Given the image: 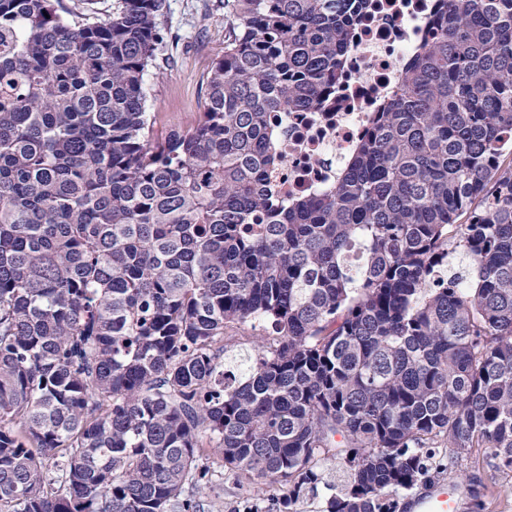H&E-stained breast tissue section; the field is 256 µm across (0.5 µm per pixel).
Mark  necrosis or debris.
<instances>
[{
  "label": "necrosis or debris",
  "instance_id": "obj_1",
  "mask_svg": "<svg viewBox=\"0 0 512 512\" xmlns=\"http://www.w3.org/2000/svg\"><path fill=\"white\" fill-rule=\"evenodd\" d=\"M439 5L440 0H407L395 11L371 0L322 107L272 114L276 164L269 183L283 200L315 197L335 186L363 134L397 92L406 60L427 40Z\"/></svg>",
  "mask_w": 512,
  "mask_h": 512
}]
</instances>
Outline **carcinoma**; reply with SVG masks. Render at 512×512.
Wrapping results in <instances>:
<instances>
[{"label": "carcinoma", "instance_id": "1", "mask_svg": "<svg viewBox=\"0 0 512 512\" xmlns=\"http://www.w3.org/2000/svg\"><path fill=\"white\" fill-rule=\"evenodd\" d=\"M165 0H0V512H201L221 461L281 512H397L443 437L512 472V0H441L336 187H265L368 0H224L164 137ZM262 328L249 376L224 351Z\"/></svg>", "mask_w": 512, "mask_h": 512}]
</instances>
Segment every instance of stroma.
I'll return each instance as SVG.
<instances>
[{
    "mask_svg": "<svg viewBox=\"0 0 512 512\" xmlns=\"http://www.w3.org/2000/svg\"><path fill=\"white\" fill-rule=\"evenodd\" d=\"M162 18L164 48L144 77L146 110L155 133L192 124L203 111L205 79L224 53V0H166ZM434 461L419 490L447 482V468L462 473L465 493L459 512H512V473L495 468L488 452L475 448L455 457L446 445L435 448ZM285 487L276 485L254 494L248 480H236L224 467H214L201 495L204 512H279Z\"/></svg>",
    "mask_w": 512,
    "mask_h": 512,
    "instance_id": "stroma-1",
    "label": "stroma"
}]
</instances>
